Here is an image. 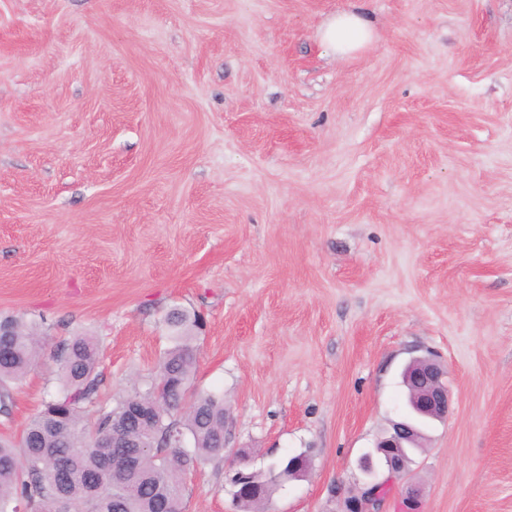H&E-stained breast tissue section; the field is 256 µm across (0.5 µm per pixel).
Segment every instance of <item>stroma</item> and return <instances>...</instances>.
<instances>
[{
  "mask_svg": "<svg viewBox=\"0 0 512 512\" xmlns=\"http://www.w3.org/2000/svg\"><path fill=\"white\" fill-rule=\"evenodd\" d=\"M355 2L0 0V315L45 342L0 435L75 334L131 393L177 306L225 410L186 512H239L240 451L311 458L269 512H344L429 353L419 512H512V0H365L373 44L330 56Z\"/></svg>",
  "mask_w": 512,
  "mask_h": 512,
  "instance_id": "obj_1",
  "label": "stroma"
}]
</instances>
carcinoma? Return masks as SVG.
<instances>
[{"instance_id":"1","label":"carcinoma","mask_w":512,"mask_h":512,"mask_svg":"<svg viewBox=\"0 0 512 512\" xmlns=\"http://www.w3.org/2000/svg\"><path fill=\"white\" fill-rule=\"evenodd\" d=\"M0 415H11L13 390L36 367L44 349L40 325L1 315ZM167 347L144 388L112 406L97 401L103 377L97 337L59 343V389L17 438L0 439V512H184L183 476L224 458V397L198 394L185 404L200 354V317L180 308L163 318ZM153 417L125 426L124 412L140 404ZM96 422L83 424L87 407ZM276 461L259 474L260 489L243 482L233 492L242 512H264L286 479Z\"/></svg>"}]
</instances>
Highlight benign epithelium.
<instances>
[{"label":"benign epithelium","instance_id":"benign-epithelium-1","mask_svg":"<svg viewBox=\"0 0 512 512\" xmlns=\"http://www.w3.org/2000/svg\"><path fill=\"white\" fill-rule=\"evenodd\" d=\"M411 417L396 422L377 444L379 460L366 454L359 460L364 479L346 500V512H377L382 491L392 490L402 480L412 462V448L423 437L418 423L426 419H448L450 394L446 372L429 356L414 359L405 368Z\"/></svg>","mask_w":512,"mask_h":512}]
</instances>
